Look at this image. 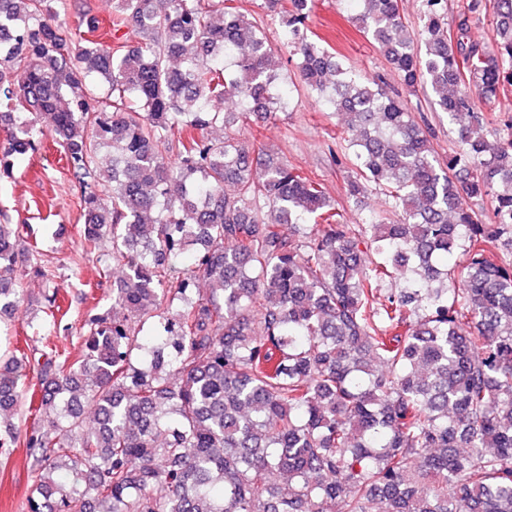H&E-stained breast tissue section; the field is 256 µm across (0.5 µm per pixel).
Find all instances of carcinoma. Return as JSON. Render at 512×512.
Instances as JSON below:
<instances>
[{"label": "carcinoma", "mask_w": 512, "mask_h": 512, "mask_svg": "<svg viewBox=\"0 0 512 512\" xmlns=\"http://www.w3.org/2000/svg\"><path fill=\"white\" fill-rule=\"evenodd\" d=\"M352 2L408 92L468 117L440 162L404 99L309 38L312 0H265L294 77L352 131L346 198L378 187L389 224H344L320 180L212 137L288 109L237 0H118L133 44L73 32V14L96 31L75 0H0V178L48 136L63 148L124 311L89 317L73 359L0 355V457L29 450L28 512H512V117L492 148L474 110L512 97V0H468L453 28L423 0L418 34L398 0ZM19 238L0 224V316L24 301Z\"/></svg>", "instance_id": "carcinoma-1"}]
</instances>
